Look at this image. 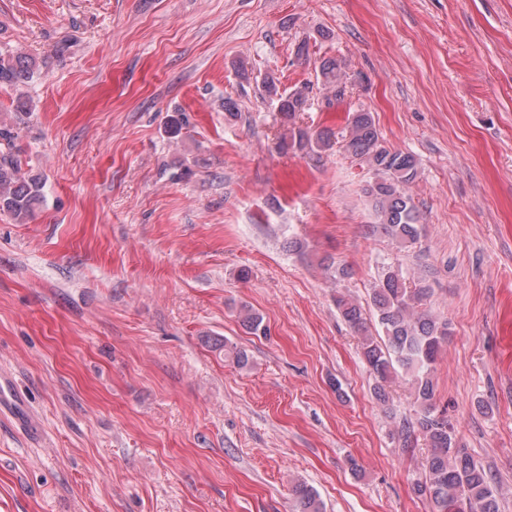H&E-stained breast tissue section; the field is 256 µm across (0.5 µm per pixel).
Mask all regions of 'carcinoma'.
I'll list each match as a JSON object with an SVG mask.
<instances>
[{
	"instance_id": "carcinoma-1",
	"label": "carcinoma",
	"mask_w": 512,
	"mask_h": 512,
	"mask_svg": "<svg viewBox=\"0 0 512 512\" xmlns=\"http://www.w3.org/2000/svg\"><path fill=\"white\" fill-rule=\"evenodd\" d=\"M39 70L36 58L0 50V86L24 87ZM316 79L333 96L343 97L347 88L345 62L332 57L322 59ZM312 91L313 85L306 82L279 95L277 110L288 122V135L282 136V140L292 148L318 154L337 143L344 153L365 163L373 173L365 192L379 218V228L400 247L415 244L420 236V215L409 194V187L418 176L415 156L387 146L372 113L364 110L351 114L346 131L338 140L330 129L312 134L300 127L297 122L309 109ZM14 139L12 128L0 127V212L25 224L43 203V184L39 176L23 171L20 155L13 152ZM427 292L426 288L407 286L399 269H384L371 296L372 309L383 333L379 338L372 335L364 309L352 298L337 296L336 308L360 338L362 355L378 381L375 394L379 401L387 400L385 384L394 375L401 371L411 376L415 419L403 422L398 439L406 448L419 435L426 441L423 476L413 483L414 494L428 502L431 512H500L498 486L484 466L459 444L454 425L448 421L446 411L439 409L435 398L431 372L448 342V321L421 309ZM240 316L249 333L267 334L263 316L258 312L244 306ZM212 346L231 357L238 367L249 365L246 350L218 338ZM293 499L292 512H323L317 493L303 482L293 488Z\"/></svg>"
}]
</instances>
